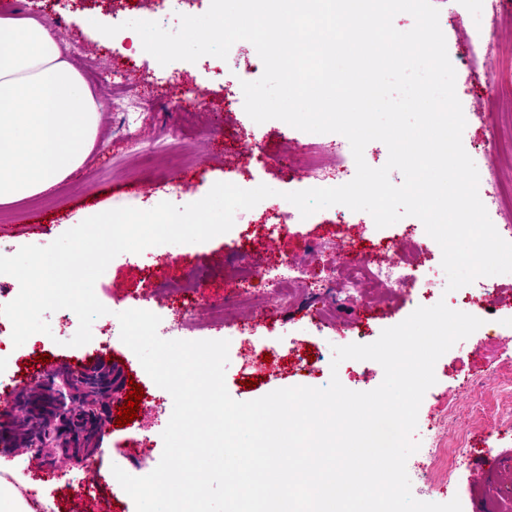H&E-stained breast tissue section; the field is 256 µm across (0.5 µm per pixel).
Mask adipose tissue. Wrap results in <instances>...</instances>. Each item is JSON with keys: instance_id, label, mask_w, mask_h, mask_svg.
Masks as SVG:
<instances>
[{"instance_id": "obj_1", "label": "adipose tissue", "mask_w": 512, "mask_h": 512, "mask_svg": "<svg viewBox=\"0 0 512 512\" xmlns=\"http://www.w3.org/2000/svg\"><path fill=\"white\" fill-rule=\"evenodd\" d=\"M0 205L36 196L80 168L101 103L65 58L50 25L0 16Z\"/></svg>"}]
</instances>
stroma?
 <instances>
[{
	"mask_svg": "<svg viewBox=\"0 0 512 512\" xmlns=\"http://www.w3.org/2000/svg\"><path fill=\"white\" fill-rule=\"evenodd\" d=\"M440 10V27L445 34L449 58L456 71V93L462 104L466 127L462 142L470 157L481 156L488 144H498L491 166L479 167L480 182L495 179L512 182V96L494 94L485 89L486 81L512 86V0H490L494 13L483 26H476L468 0H433ZM35 15L57 19L62 23L58 37L64 49L81 44L89 46L90 56L74 54L72 60L91 88H98V74L86 69V58L114 61L117 68L136 74L126 91L131 98H153L151 106L130 116L102 110L94 147L82 167L60 183L20 202L0 206V246L18 251L25 245L45 246L86 217L107 210L134 207L147 210L168 201L183 207L196 202L218 182L239 183L241 173L225 163L224 151L237 140L245 139L263 156L264 161L253 170L255 180L274 189L275 194L263 202L264 210L282 211L284 193L315 186L333 187L342 182V175L328 172L320 180H298L289 172L279 155L285 141L321 142L343 157H350L348 140L337 133L316 134L300 131L280 120L253 122L244 110L241 84L254 81L263 73V63L255 47L239 41L238 48L227 59L201 57L196 62L174 61L160 65L142 50H128L103 40L96 23L117 25L132 20L128 10L109 7L91 8L88 0H0V15ZM204 87L211 106L206 112L168 111L167 103L175 102L178 91ZM142 137L146 143H161L167 153L192 152L196 161L176 168H163L146 173L140 159L126 147L128 135ZM151 184L152 197L141 192L143 184ZM258 213L242 214L233 230L202 243L179 245L171 257L149 261L145 254L124 252L114 257L108 276L99 278L94 287L98 300L108 308H139L145 306L144 266H152L156 282L184 279L188 268L203 272L207 294L220 298L229 291L224 281V263L231 258L239 234H257ZM41 223L42 232L27 233L26 225ZM412 218L377 228L372 216L363 211L339 213L331 206L302 219L276 225L274 234L284 254L291 255L321 245L318 262L330 267L336 263L332 241L340 237L348 225H356L367 243L383 238L403 237ZM442 253L432 249L422 258L413 274L414 288L392 298L373 310H366L351 301L335 303L333 326L318 328L311 317L319 306L322 289L312 286L288 305L269 304L265 316L244 324L229 321L224 327L203 330L207 340L230 342L225 384L229 395L238 401L260 398L274 390L294 386L322 388L331 375H338L346 388L366 392L383 381L382 366L372 360H347L332 368V353L323 344L344 346L351 343L375 342L381 331L406 319L424 303L446 301L456 307L458 292L447 291V276L441 265ZM483 279L469 284V291L484 294L485 308L473 309L482 319V326L468 338L457 342L435 365L436 382L420 405L414 441H421L434 417L440 416L441 404L448 391L477 381L485 375L505 374L506 368L498 354L488 345L489 338L512 336V276L504 274L495 290L485 291ZM51 332L37 334L35 342L15 348L12 370L23 374L35 367L38 355L49 357L50 366L65 365L79 370L92 360L111 359L124 380L139 381L145 393H157L158 387L143 369L137 356L123 342L111 350H98L94 344L67 346L56 342L65 321L63 311L46 314ZM253 345L273 350L280 360L278 372L244 368L238 352ZM321 354L315 372L301 370L299 361L308 352ZM256 379V387L245 382ZM485 398L494 416L493 421L474 419L467 442L468 456L456 462L447 486H433L420 479L416 467L420 453L407 461V473L415 498L425 502L445 503L459 498L463 512H480L485 502L499 497L498 512H512V399L497 392H486ZM493 449L498 457L495 466H487L485 449ZM85 470L71 465L63 471L47 465L27 471V478L39 481L45 498L55 501L59 512H76L78 482Z\"/></svg>",
	"mask_w": 512,
	"mask_h": 512,
	"instance_id": "1",
	"label": "stroma"
}]
</instances>
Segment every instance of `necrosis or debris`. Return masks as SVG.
<instances>
[{
  "mask_svg": "<svg viewBox=\"0 0 512 512\" xmlns=\"http://www.w3.org/2000/svg\"><path fill=\"white\" fill-rule=\"evenodd\" d=\"M285 153L293 158L294 171L305 178L333 170L344 172L335 152L321 143L311 142L301 147L285 144ZM434 243L427 233L407 234L396 241L377 247L358 245L356 236L336 240V269L322 273L317 262V249L283 255L275 238H268L261 252L241 249L224 267V277L236 288L219 300L186 297L185 288H199L198 276H190L185 287L158 284L152 274H145L149 311L161 318L158 334L161 338L188 339L193 327L221 326L240 307L257 311L267 302L292 301L301 286L312 278L321 279L329 295L354 300L363 306L383 301L387 294L404 292L410 285L407 270ZM449 404L458 406L460 415L455 426L438 420L428 428V446L419 469L426 480H434L439 468L457 461L468 453L466 428L471 418L485 411L477 391H453Z\"/></svg>",
  "mask_w": 512,
  "mask_h": 512,
  "instance_id": "necrosis-or-debris-1",
  "label": "necrosis or debris"
}]
</instances>
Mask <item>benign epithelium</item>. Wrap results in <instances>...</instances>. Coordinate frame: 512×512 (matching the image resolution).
Wrapping results in <instances>:
<instances>
[{"label": "benign epithelium", "mask_w": 512, "mask_h": 512, "mask_svg": "<svg viewBox=\"0 0 512 512\" xmlns=\"http://www.w3.org/2000/svg\"><path fill=\"white\" fill-rule=\"evenodd\" d=\"M122 384L121 372L105 359L79 371L59 366L45 379L31 380L0 411V454L34 452L49 467H90L99 454L105 421ZM23 418L41 422L40 429L22 436L19 423Z\"/></svg>", "instance_id": "1"}]
</instances>
